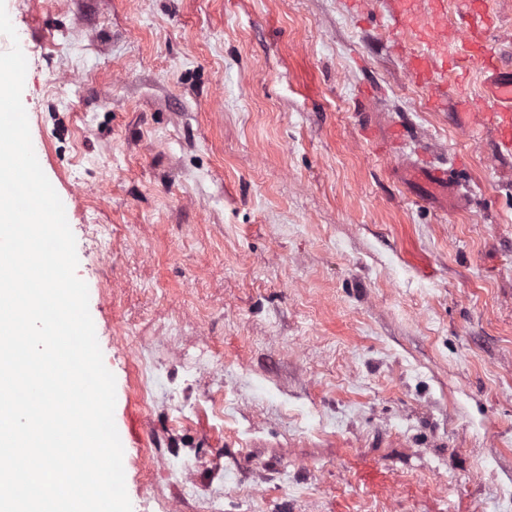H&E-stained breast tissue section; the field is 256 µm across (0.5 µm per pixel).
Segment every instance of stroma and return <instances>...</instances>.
I'll list each match as a JSON object with an SVG mask.
<instances>
[{
	"label": "stroma",
	"mask_w": 512,
	"mask_h": 512,
	"mask_svg": "<svg viewBox=\"0 0 512 512\" xmlns=\"http://www.w3.org/2000/svg\"><path fill=\"white\" fill-rule=\"evenodd\" d=\"M132 512H512V156L386 0H5ZM482 30L512 66V0ZM458 157V193L414 173ZM150 381V396L140 387Z\"/></svg>",
	"instance_id": "stroma-1"
}]
</instances>
